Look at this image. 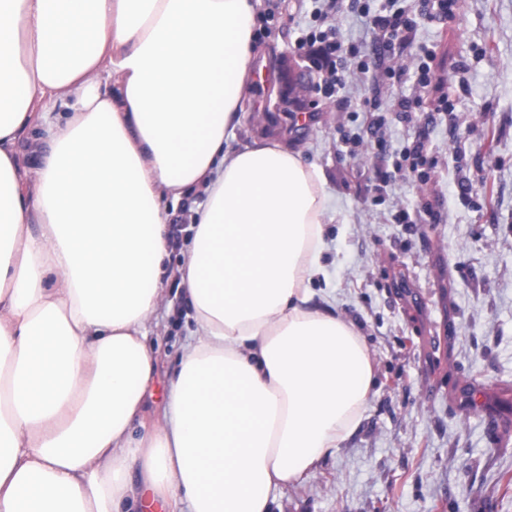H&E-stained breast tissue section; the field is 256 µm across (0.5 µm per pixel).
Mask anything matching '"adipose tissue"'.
I'll list each match as a JSON object with an SVG mask.
<instances>
[{
	"label": "adipose tissue",
	"mask_w": 512,
	"mask_h": 512,
	"mask_svg": "<svg viewBox=\"0 0 512 512\" xmlns=\"http://www.w3.org/2000/svg\"><path fill=\"white\" fill-rule=\"evenodd\" d=\"M260 4L0 0V512H270L359 427L371 354L312 288L325 176L280 142L228 141ZM45 102L69 116L20 166ZM198 189L193 325L140 433L167 206ZM31 128L25 133L19 143V159L23 166L28 167L34 164L41 150V139L43 129L38 119L31 122Z\"/></svg>",
	"instance_id": "ef3b65f1"
}]
</instances>
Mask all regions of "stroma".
Instances as JSON below:
<instances>
[{"label": "stroma", "mask_w": 512, "mask_h": 512, "mask_svg": "<svg viewBox=\"0 0 512 512\" xmlns=\"http://www.w3.org/2000/svg\"><path fill=\"white\" fill-rule=\"evenodd\" d=\"M344 0H262L253 65L234 145L263 135L301 147L324 173L336 218L325 263L337 305L360 327L374 361L373 395L352 438L301 482L273 493L272 512H512V0H459L451 20H420L410 43L369 57L367 73L326 86L299 48L311 32L369 49L364 9ZM453 79L448 111L399 117L389 100L420 94L423 48ZM401 69L400 82L383 79ZM302 100L312 121L291 125ZM423 145L426 166L406 151ZM195 192L169 215L166 263L173 311L152 327L155 379L147 418L161 412L186 333L178 267ZM406 210L410 223L394 220Z\"/></svg>", "instance_id": "35a3bbf8"}]
</instances>
